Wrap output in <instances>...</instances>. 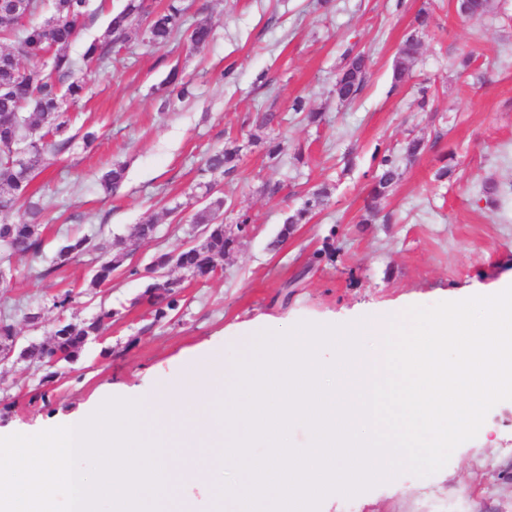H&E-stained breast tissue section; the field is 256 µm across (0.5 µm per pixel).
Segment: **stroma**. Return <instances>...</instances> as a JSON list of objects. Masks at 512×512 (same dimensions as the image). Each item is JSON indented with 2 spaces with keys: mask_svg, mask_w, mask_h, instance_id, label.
<instances>
[{
  "mask_svg": "<svg viewBox=\"0 0 512 512\" xmlns=\"http://www.w3.org/2000/svg\"><path fill=\"white\" fill-rule=\"evenodd\" d=\"M183 5L188 23L205 18L214 27L203 49L183 37L149 46L134 30L119 64L82 72L86 95L68 109L74 140L33 182L49 204L39 264L49 265L65 238L125 236L138 224L157 227L154 239L132 244L138 264L180 250L202 182L215 183L228 200L225 224L245 214L250 231L230 246L218 274L187 283L176 316L149 330L138 302L146 279L124 274L91 294L84 286L90 258L48 279L31 277L29 259L14 258L0 317H11L19 345L50 341L59 316L53 300L67 291L72 316L88 319L103 306L118 316L77 361L58 366L54 382L44 383L43 371L24 360L0 361L2 435L49 429L116 385L148 389V369L170 374L198 347L236 357L245 340L231 328L260 316L291 324L372 317L484 295L512 277V0H494L487 16L470 22L459 18L456 0H406L401 8L395 0ZM422 8L436 24L423 34L409 75L393 86L398 47ZM351 48L369 52L371 65L363 94L345 106L334 85ZM467 52L474 61L461 75L454 62ZM174 68L194 96L166 107L158 87ZM424 81L431 101L422 110L417 89ZM298 96L321 111V123L290 111ZM265 110L281 119L265 139L288 140L274 162L249 139V117ZM88 130L98 134L89 148L82 140ZM411 137L424 138L426 151L400 164L382 221L361 223L377 157L400 153ZM230 140L241 148L237 173L204 172L206 156ZM115 163L125 164L126 181L108 197L95 177ZM447 164L452 174L437 181ZM489 181L500 187L499 206L480 194ZM275 184L279 193L267 194ZM322 184L325 205L271 250L287 214ZM30 312L39 313L38 323L27 320ZM319 512H512V400L497 403L440 471L405 472L350 498H324Z\"/></svg>",
  "mask_w": 512,
  "mask_h": 512,
  "instance_id": "35a3bbf8",
  "label": "stroma"
}]
</instances>
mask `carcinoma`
Here are the masks:
<instances>
[{
	"label": "carcinoma",
	"instance_id": "obj_1",
	"mask_svg": "<svg viewBox=\"0 0 512 512\" xmlns=\"http://www.w3.org/2000/svg\"><path fill=\"white\" fill-rule=\"evenodd\" d=\"M27 15L15 12V0H0V38L10 42L9 49L0 51V212H22L15 223L0 224V264L11 268L15 257L38 256L44 247L40 231L45 211L44 204L31 191L32 182L45 167L47 157L65 152L74 136L69 134V118L63 105L77 102L84 85L75 77L76 72L92 66L114 63L112 47L128 38L132 22L139 23L143 39L152 44H163L175 39L183 31L184 9L180 0H166L157 10L149 9L146 0H124L121 10L112 15L104 38L91 41L78 57L67 52V47L90 17L87 0H53L50 16L41 22L31 19L45 8V0H28ZM491 7V0H456L459 16L473 19L484 15ZM213 26L206 20L197 21L190 30L189 41L193 48L205 47L212 39ZM421 42L414 31L401 42L393 67V79L400 82L415 62ZM370 67V55L365 52L349 53L346 63L336 77V99L345 104L357 100L364 88ZM163 84L172 88L177 96H192L190 84L179 79L178 71L171 70ZM40 130L38 138L30 142L28 173L21 175L13 163L8 146L25 142L28 130ZM240 148L226 145L205 160L204 171L234 174L240 162ZM379 174L371 189V201L361 223L371 224L379 213L378 202L387 195L398 176L399 160L391 154L378 161ZM125 179V166L115 164L98 179L97 185L108 196L116 194ZM202 204L192 217V223L201 224L204 233L196 238L190 232L189 241L178 255L161 253L153 262L140 270L127 263L132 256L127 240H146L152 230L146 224L136 225L129 238L117 237L107 246L96 242L92 236L67 238L59 245L53 264L34 272L44 279L66 264L87 254H96V264L86 288L92 294L112 282L115 274L129 273L148 279L141 299L152 307L154 321L159 322L181 307L183 280L164 276L177 258L179 266L195 279H207L215 275L224 259L231 240L224 237L222 216L226 201L216 194L210 182L199 183ZM328 190L320 186L308 194L303 205L289 215L271 243L282 244L294 231V225L309 220L317 209L324 206ZM71 301L70 293L54 302L59 316L51 333L52 343L31 344L24 347L19 356L45 370L43 381L54 382L58 372L54 367L61 363L75 362L91 338L103 334L112 324L115 312L105 307L97 314L80 322L64 316ZM17 336L14 324L8 318L0 319V353L7 359L14 351Z\"/></svg>",
	"mask_w": 512,
	"mask_h": 512
}]
</instances>
